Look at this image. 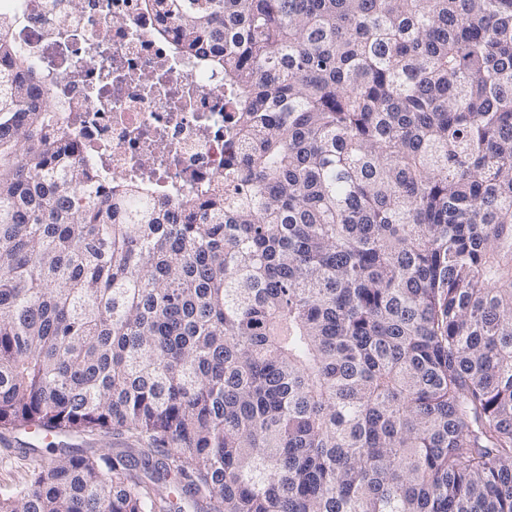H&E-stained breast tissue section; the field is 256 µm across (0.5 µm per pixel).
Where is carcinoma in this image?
I'll return each mask as SVG.
<instances>
[{"mask_svg": "<svg viewBox=\"0 0 512 512\" xmlns=\"http://www.w3.org/2000/svg\"><path fill=\"white\" fill-rule=\"evenodd\" d=\"M224 183L97 195L0 14V512H512V0H153ZM49 441L40 443L24 430L0 426V496L13 494L24 488L33 470L38 469L56 453L58 454L60 449L71 451L80 449L87 453L102 454L111 453L114 448H127L130 443L124 435H71L61 438L67 447L58 445L55 448L59 451L53 453L45 446ZM30 448L36 450L33 451Z\"/></svg>", "mask_w": 512, "mask_h": 512, "instance_id": "cac0c4a2", "label": "carcinoma"}]
</instances>
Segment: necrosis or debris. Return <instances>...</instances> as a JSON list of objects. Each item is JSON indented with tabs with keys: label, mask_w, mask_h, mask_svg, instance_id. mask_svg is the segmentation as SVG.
Segmentation results:
<instances>
[{
	"label": "necrosis or debris",
	"mask_w": 512,
	"mask_h": 512,
	"mask_svg": "<svg viewBox=\"0 0 512 512\" xmlns=\"http://www.w3.org/2000/svg\"><path fill=\"white\" fill-rule=\"evenodd\" d=\"M11 34L66 108L80 157L103 181L140 183L172 202L224 180V75L183 55L151 0H0Z\"/></svg>",
	"instance_id": "obj_1"
}]
</instances>
